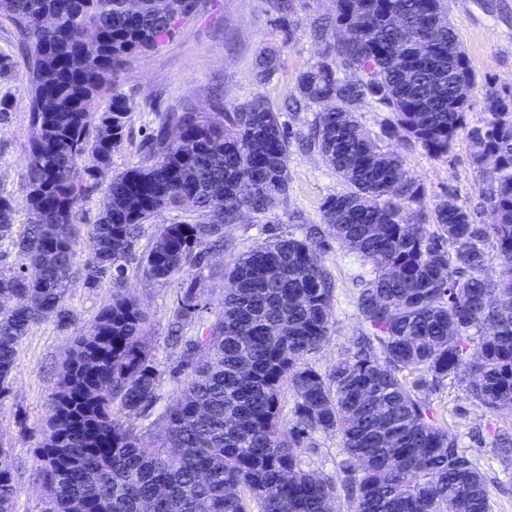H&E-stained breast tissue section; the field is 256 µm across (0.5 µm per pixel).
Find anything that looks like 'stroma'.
I'll return each mask as SVG.
<instances>
[{
    "instance_id": "1",
    "label": "stroma",
    "mask_w": 512,
    "mask_h": 512,
    "mask_svg": "<svg viewBox=\"0 0 512 512\" xmlns=\"http://www.w3.org/2000/svg\"><path fill=\"white\" fill-rule=\"evenodd\" d=\"M291 2L292 11L284 17L275 9L276 0H207L205 8L180 33L157 51L133 60L121 74L118 86L135 101L136 110L126 141L112 156L113 172L141 162L140 141L155 113L174 112L187 104L196 111L209 112L216 98L230 103L257 93L277 107L293 95L298 75L317 60L320 52L308 36L309 24L332 12L335 2ZM445 5L477 74L479 90L512 91V0H446ZM271 47L281 50V64L268 82L257 83L254 59ZM0 52L15 61L12 80L0 82V97L12 103L8 122L0 123V190L13 195L15 221L22 224L27 215L20 175L27 164L31 137L28 74L15 28L2 17ZM358 114L379 143L400 156L408 175L422 185L426 203L451 191L471 210L477 223H490L491 210L480 192L482 176L470 162L465 136H458L450 154L433 158L416 145L385 136L393 113L364 104ZM346 189L318 150L291 145L287 202L265 214L247 213L226 225L224 250L187 271L185 280H198L208 291L210 309L203 313V321H210L221 309L225 268L238 253L290 227L296 234H304L306 225L320 223L326 197ZM320 261L334 284L332 326L326 343L309 362L325 373L358 333L361 323L354 304V284L358 278L370 276L371 270L353 251L333 239L321 252ZM183 282L160 283L134 271L126 282L128 291L148 314L146 332L155 347L160 371V398L141 421L152 442L162 437L157 419L177 399L184 380L174 371L180 353L166 344L168 323ZM110 294L108 285L90 288L81 279H74L68 300L74 323L64 325L47 319L19 346L12 389L0 398V447L5 448V463L15 477L14 512H40L43 490L32 479L35 450L46 425L62 356L79 325L89 322ZM425 397L436 423L454 433L485 472L491 512H512V465L500 460L492 445L493 431H512V415L478 408L462 386L451 379L427 390ZM339 446L335 434L318 433L301 445L300 452L307 468L330 475L335 471Z\"/></svg>"
}]
</instances>
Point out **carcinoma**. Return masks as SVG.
I'll use <instances>...</instances> for the list:
<instances>
[{
    "label": "carcinoma",
    "mask_w": 512,
    "mask_h": 512,
    "mask_svg": "<svg viewBox=\"0 0 512 512\" xmlns=\"http://www.w3.org/2000/svg\"><path fill=\"white\" fill-rule=\"evenodd\" d=\"M129 2L0 0L36 69L21 228L13 197L0 192V395L33 327L73 317L75 276L112 288L61 362L37 448L41 512H329L341 499L354 512H490L485 474L420 391L454 379L478 406L512 413V119L501 116L512 112V92L485 90L484 119L469 125L471 101L457 85L473 88L477 76L442 0H336L333 14L315 18L321 59L284 109L320 106L307 141L349 190L324 200L325 228L278 233L240 253L225 272L222 310L185 341L184 328L208 310L206 292L187 284L169 336L185 341L178 371L188 374L157 446L135 425L158 399L160 372L146 313L126 291L128 269L168 282L224 247V225L285 202L290 133L260 94L211 112L185 106L158 114L142 164L112 172L134 110L119 76L173 37L199 0ZM342 28L351 33L330 41ZM279 61L276 50L260 52L257 82ZM361 103L394 114L386 136L433 157L466 134L494 222L477 223L452 193L426 209L399 156L359 121ZM103 184L107 203L83 235V204ZM185 208L196 220L158 225L138 255L144 225ZM329 237L372 277L355 293L360 336L324 376L307 358L333 316L319 260ZM491 250L503 267L496 280L486 274ZM330 432L340 441L336 472L317 476L297 448ZM494 445L512 457V433H497ZM15 493L0 467V512H13Z\"/></svg>",
    "instance_id": "cac0c4a2"
}]
</instances>
